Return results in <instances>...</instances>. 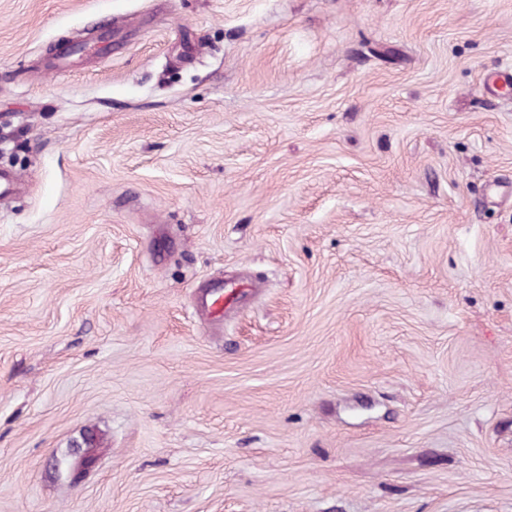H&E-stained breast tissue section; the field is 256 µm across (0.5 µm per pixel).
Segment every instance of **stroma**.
Here are the masks:
<instances>
[{"mask_svg":"<svg viewBox=\"0 0 512 512\" xmlns=\"http://www.w3.org/2000/svg\"><path fill=\"white\" fill-rule=\"evenodd\" d=\"M503 70L512 0H0V512H512ZM244 290L238 288H224L223 286H212L199 294V301L211 313L222 316L225 306L230 300H235L242 295Z\"/></svg>","mask_w":512,"mask_h":512,"instance_id":"1","label":"stroma"}]
</instances>
